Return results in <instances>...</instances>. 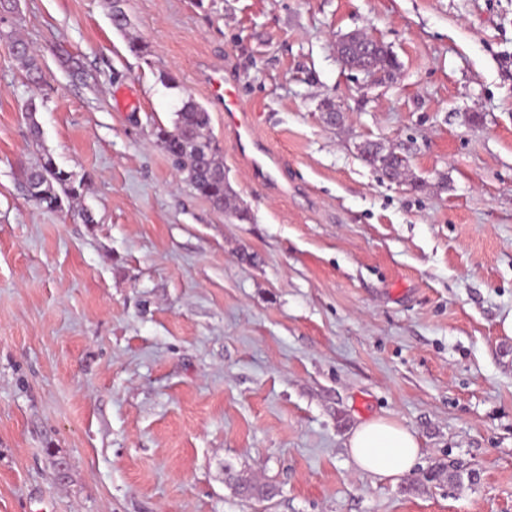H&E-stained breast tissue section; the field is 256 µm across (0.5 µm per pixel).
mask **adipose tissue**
<instances>
[{
    "label": "adipose tissue",
    "instance_id": "adipose-tissue-1",
    "mask_svg": "<svg viewBox=\"0 0 512 512\" xmlns=\"http://www.w3.org/2000/svg\"><path fill=\"white\" fill-rule=\"evenodd\" d=\"M347 448L357 471L380 478L409 473L421 456L415 433L386 417L358 424L349 435Z\"/></svg>",
    "mask_w": 512,
    "mask_h": 512
}]
</instances>
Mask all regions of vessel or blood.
Wrapping results in <instances>:
<instances>
[{
  "instance_id": "obj_1",
  "label": "vessel or blood",
  "mask_w": 512,
  "mask_h": 512,
  "mask_svg": "<svg viewBox=\"0 0 512 512\" xmlns=\"http://www.w3.org/2000/svg\"><path fill=\"white\" fill-rule=\"evenodd\" d=\"M213 95L224 105V119L236 136V142L241 154L248 156L252 169L265 178H270L276 172L282 171L283 164L279 157L256 137L251 125L242 115L237 96L228 87L223 74H216L210 79Z\"/></svg>"
}]
</instances>
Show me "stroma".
<instances>
[{
    "mask_svg": "<svg viewBox=\"0 0 512 512\" xmlns=\"http://www.w3.org/2000/svg\"><path fill=\"white\" fill-rule=\"evenodd\" d=\"M123 8L126 33L110 0H20L0 22V512H512V0ZM351 32L393 79L342 65ZM217 65L278 185L236 155ZM186 94L251 222L160 145ZM370 141L405 177L362 160ZM44 152L79 208L30 198ZM379 416L420 443L396 482L347 452Z\"/></svg>",
    "mask_w": 512,
    "mask_h": 512,
    "instance_id": "stroma-1",
    "label": "stroma"
}]
</instances>
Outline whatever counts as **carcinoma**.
<instances>
[{"mask_svg":"<svg viewBox=\"0 0 512 512\" xmlns=\"http://www.w3.org/2000/svg\"><path fill=\"white\" fill-rule=\"evenodd\" d=\"M13 44L20 47L15 56L23 61L27 73L31 76L38 73L36 57L28 46L20 40ZM344 60L352 68L364 64L362 40L356 39L345 47ZM373 61L384 79L392 78L398 68L396 59L384 45L378 47ZM210 123V113L189 95L181 100V107L176 111L174 130H159L158 139L173 166L198 195L237 221L249 222L248 209L236 203L235 194L224 181L222 150L210 134ZM362 157L389 179L399 178L406 168L404 156L385 150L377 142L367 143ZM24 177L30 197L47 210L61 208L64 196L70 199L80 196L73 174L58 167L49 153L27 168Z\"/></svg>","mask_w":512,"mask_h":512,"instance_id":"carcinoma-1","label":"carcinoma"}]
</instances>
